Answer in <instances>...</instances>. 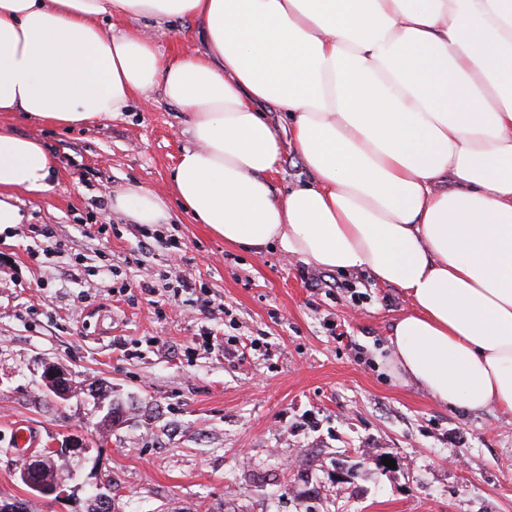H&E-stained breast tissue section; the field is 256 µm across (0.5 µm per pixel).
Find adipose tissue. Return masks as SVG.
<instances>
[{
	"mask_svg": "<svg viewBox=\"0 0 512 512\" xmlns=\"http://www.w3.org/2000/svg\"><path fill=\"white\" fill-rule=\"evenodd\" d=\"M174 18L203 48L159 51L147 23ZM155 87L187 117L171 188L198 223L398 288L396 376L443 407L512 413V0H0V112L80 127ZM288 149L311 180L277 197ZM55 168L0 130V226ZM113 206L169 219L144 185Z\"/></svg>",
	"mask_w": 512,
	"mask_h": 512,
	"instance_id": "1",
	"label": "adipose tissue"
}]
</instances>
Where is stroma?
Masks as SVG:
<instances>
[{
    "label": "stroma",
    "instance_id": "1",
    "mask_svg": "<svg viewBox=\"0 0 512 512\" xmlns=\"http://www.w3.org/2000/svg\"><path fill=\"white\" fill-rule=\"evenodd\" d=\"M151 35L165 54L201 45L186 19ZM184 127L156 90L76 128L0 112L1 130L56 159L54 190L16 192L22 221L0 228V502L87 512L108 487L113 512H512V416L441 407L389 374L378 357L408 309L397 288L235 248L195 223L170 195ZM139 184L167 196L170 223L113 210ZM154 231L179 244L177 261L161 241L139 252ZM181 278L223 314L180 312ZM206 328L211 349L195 340ZM49 364L72 376L68 400L42 389ZM100 380L123 412L111 428L93 408ZM18 421L37 439L25 451ZM72 436L88 451L75 468L60 460L63 495L31 492L27 455Z\"/></svg>",
    "mask_w": 512,
    "mask_h": 512
}]
</instances>
